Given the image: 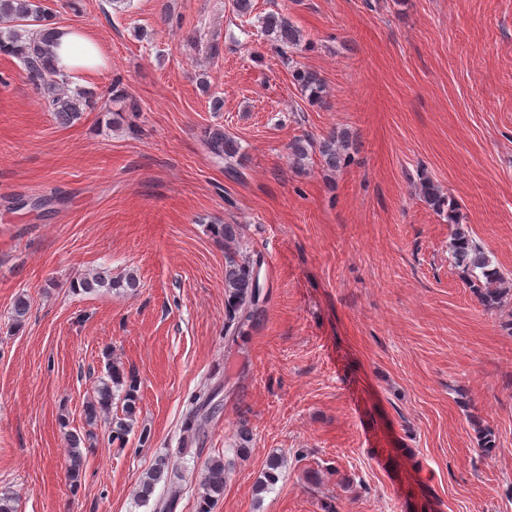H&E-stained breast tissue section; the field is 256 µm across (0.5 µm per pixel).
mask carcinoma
Returning a JSON list of instances; mask_svg holds the SVG:
<instances>
[{
  "label": "carcinoma",
  "mask_w": 512,
  "mask_h": 512,
  "mask_svg": "<svg viewBox=\"0 0 512 512\" xmlns=\"http://www.w3.org/2000/svg\"><path fill=\"white\" fill-rule=\"evenodd\" d=\"M48 15L38 0H0V52L11 55L23 64L28 78L39 91L48 108L56 119L69 124L80 118L82 112L95 97L90 89L71 90L67 88L66 75L57 70L53 64L51 33L46 28ZM261 28L271 45L280 55H285L298 48L303 35L292 22L279 13H268L261 18ZM302 91L308 98L316 101L321 98L323 88L317 76L305 69H297L293 74ZM207 148L210 154L224 164V171L231 177L238 176L236 165L239 164L240 146L237 140L224 133L220 128L209 130ZM348 141L342 135H330L319 145L320 154L325 164L336 168L345 163L343 152ZM421 195L438 213L448 212V223L456 225L450 242V252L456 267L461 269L464 278L481 303L489 310L501 306L504 298L512 293V278L504 273L500 266L477 245L463 226L457 223L456 203L443 195L430 180L421 184ZM258 260H240L236 252L227 251L224 264V303L225 335L245 336L257 323L262 314L261 284ZM140 286L137 275L129 272L112 279L101 273H94L78 282L75 289L92 293L99 288H115L125 293H135ZM29 312L26 298L19 296L11 310L12 325L19 327ZM139 385L135 373L124 370L116 363H107L106 374L97 378L95 396L85 406V418L88 424L99 419L108 424L107 441L124 443L126 437L134 431L139 410ZM122 402V414L112 413L114 400ZM211 396L203 398L199 406L193 408L183 421V431L196 438L202 430L200 411ZM68 446L69 468L67 477L71 485L78 482L83 467L84 438L79 433L67 429L61 424ZM187 453V443L174 452H168L158 458L154 467L148 470L140 480L136 491L139 506L153 505L154 512H173L175 497L152 500L157 485L167 483L178 471V460ZM283 460L275 455L267 462L264 479L256 484V491L263 492L278 480L277 471ZM199 512H211L212 505L224 496V460L211 458L200 469Z\"/></svg>",
  "instance_id": "1"
}]
</instances>
